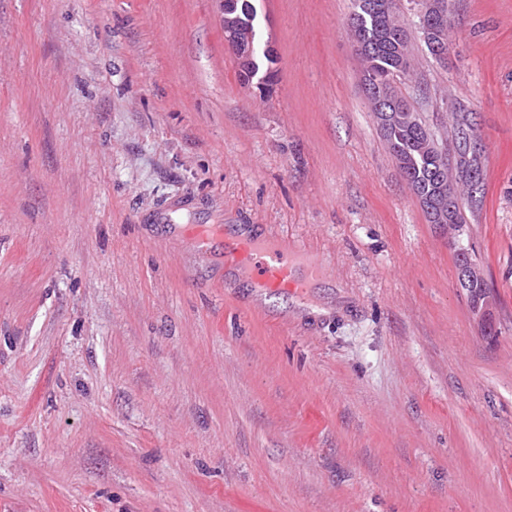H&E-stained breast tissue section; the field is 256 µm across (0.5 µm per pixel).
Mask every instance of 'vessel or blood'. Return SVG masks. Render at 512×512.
<instances>
[{
	"label": "vessel or blood",
	"instance_id": "b4317fda",
	"mask_svg": "<svg viewBox=\"0 0 512 512\" xmlns=\"http://www.w3.org/2000/svg\"><path fill=\"white\" fill-rule=\"evenodd\" d=\"M224 254L233 263L248 270L258 288H301L305 281L292 273L287 242L277 248L261 250L252 238L243 237L224 246Z\"/></svg>",
	"mask_w": 512,
	"mask_h": 512
}]
</instances>
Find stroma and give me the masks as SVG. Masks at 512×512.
<instances>
[{"label": "stroma", "instance_id": "stroma-1", "mask_svg": "<svg viewBox=\"0 0 512 512\" xmlns=\"http://www.w3.org/2000/svg\"><path fill=\"white\" fill-rule=\"evenodd\" d=\"M0 0V512H512V0L403 8L398 84L481 135L449 242L362 89L354 0ZM327 265L255 288L187 227ZM483 270L476 314L459 249ZM220 6L221 12V24L224 28V39L225 41L231 45L234 52H236V57H238L240 65L246 63L248 61L251 48L245 45H241L242 51L239 53L236 45L239 44L240 39L238 37V31L225 24V16L229 17L226 20L227 23H230L234 27H236L242 37L246 40H250L253 45V50L251 53V58L248 61V72L251 74L252 78H256L258 82H261L266 87H264L263 92L270 93L273 85V79L275 77V72L272 73L271 65L276 62V59H272L265 51H268L269 54L272 55L273 58H276V52L273 47L265 43L264 49L263 44L260 41V38L257 33V25H256V11L254 8L244 0H236V1H228L225 4V14H224V3L226 0H217ZM257 82V83H258ZM269 85L271 87H269ZM417 7L420 27H428L441 34V40L425 41L428 52L437 56L439 52L448 50V19L447 0H408Z\"/></svg>", "mask_w": 512, "mask_h": 512}]
</instances>
